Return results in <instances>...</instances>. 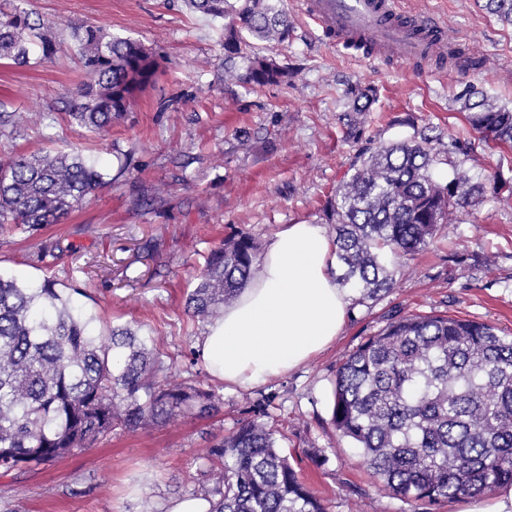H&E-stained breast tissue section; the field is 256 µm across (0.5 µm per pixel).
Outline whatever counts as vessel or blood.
<instances>
[{"instance_id": "obj_1", "label": "vessel or blood", "mask_w": 512, "mask_h": 512, "mask_svg": "<svg viewBox=\"0 0 512 512\" xmlns=\"http://www.w3.org/2000/svg\"><path fill=\"white\" fill-rule=\"evenodd\" d=\"M304 9L327 39L372 62L423 63L445 52L440 23L402 0H305Z\"/></svg>"}]
</instances>
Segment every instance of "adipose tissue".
Here are the masks:
<instances>
[{
	"instance_id": "ef3b65f1",
	"label": "adipose tissue",
	"mask_w": 512,
	"mask_h": 512,
	"mask_svg": "<svg viewBox=\"0 0 512 512\" xmlns=\"http://www.w3.org/2000/svg\"><path fill=\"white\" fill-rule=\"evenodd\" d=\"M334 249L317 224H288L274 233L239 297L197 343L212 377L228 388H253L335 341L350 296L336 283Z\"/></svg>"
}]
</instances>
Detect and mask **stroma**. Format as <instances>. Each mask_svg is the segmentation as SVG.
Returning <instances> with one entry per match:
<instances>
[{"instance_id": "stroma-1", "label": "stroma", "mask_w": 512, "mask_h": 512, "mask_svg": "<svg viewBox=\"0 0 512 512\" xmlns=\"http://www.w3.org/2000/svg\"><path fill=\"white\" fill-rule=\"evenodd\" d=\"M65 28L93 24L140 41L164 70L111 132L91 139L69 123L62 93L80 79L68 53L38 67L0 61V109L25 113L0 128V159L49 146L82 148L113 178L63 223L0 233V271L19 281L51 277L82 289L101 322L155 337L175 383L210 384L195 348L204 331L186 309L210 249L243 232L267 245L287 224H325L332 191L355 156L378 138L414 131L474 142L462 167L484 197L441 225L414 258L394 263L392 289L349 308L336 342L308 365L249 390H223L215 416L180 415L134 434L75 451L24 473L0 474V512H140L203 494V455L250 403L270 397L268 420L299 478L328 512H462L458 499L435 508L384 491L331 423V391L341 361L396 318L443 314L512 332V199L494 194L512 177V151L480 142L451 98L471 83L512 104V25L479 0H405L442 21L452 45L484 65L474 72L351 58L323 37L303 0H287L288 43L253 51L295 71L290 86L252 91L224 79V31L182 0H31ZM374 86L371 111L349 117L347 83ZM157 250L147 254V243Z\"/></svg>"}]
</instances>
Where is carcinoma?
Masks as SVG:
<instances>
[{
	"mask_svg": "<svg viewBox=\"0 0 512 512\" xmlns=\"http://www.w3.org/2000/svg\"><path fill=\"white\" fill-rule=\"evenodd\" d=\"M182 2L225 22V80L252 89L292 82V70L249 53L253 40L288 41L286 0ZM485 8L512 24V0H486ZM69 40L81 79L62 97L65 111L71 123L104 133L155 83L159 63L141 42L101 26H74ZM60 49L30 0L0 6V60L31 66L54 61ZM345 98V111L369 112L376 91L357 82ZM452 101L480 141L512 147V107L474 84ZM433 142L420 130L366 148L328 200L336 281L355 303L390 291V263L426 249L440 225L484 194L451 159L452 178L436 181ZM105 184L78 151L0 160V231L60 224ZM258 251L245 233L211 250L188 295L193 320L224 311L250 279ZM80 296L54 279L19 283L0 273V473L49 465L115 431L135 433L182 413L210 417L219 408L214 387L168 381L151 338L128 326L98 329ZM267 406L266 398L253 403L236 430L207 449L212 512H328L280 451L264 422ZM331 421L397 497L434 506L489 496L512 485V335L447 315L402 316L337 368Z\"/></svg>",
	"mask_w": 512,
	"mask_h": 512,
	"instance_id": "obj_1",
	"label": "carcinoma"
}]
</instances>
